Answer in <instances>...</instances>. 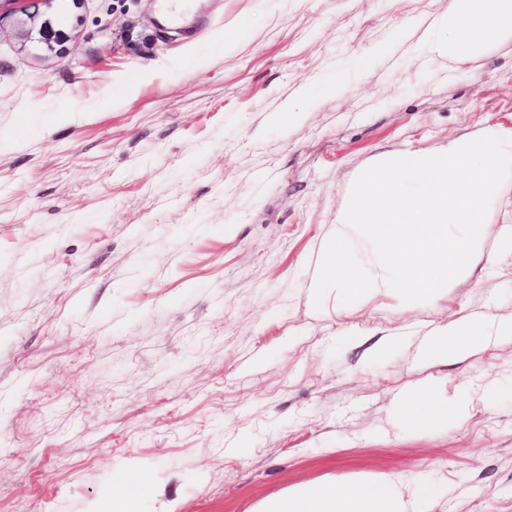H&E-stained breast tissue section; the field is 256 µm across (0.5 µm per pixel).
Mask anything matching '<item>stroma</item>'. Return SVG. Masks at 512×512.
Masks as SVG:
<instances>
[{"label": "stroma", "instance_id": "1", "mask_svg": "<svg viewBox=\"0 0 512 512\" xmlns=\"http://www.w3.org/2000/svg\"><path fill=\"white\" fill-rule=\"evenodd\" d=\"M156 2L48 0L52 51L0 7V512H254L366 474L512 512V180L430 301L313 306L361 170L512 131V36L437 52L453 0ZM463 317L490 340L422 353ZM426 385L467 402L413 432Z\"/></svg>", "mask_w": 512, "mask_h": 512}]
</instances>
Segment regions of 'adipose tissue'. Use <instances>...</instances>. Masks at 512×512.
<instances>
[{"label": "adipose tissue", "instance_id": "ef3b65f1", "mask_svg": "<svg viewBox=\"0 0 512 512\" xmlns=\"http://www.w3.org/2000/svg\"><path fill=\"white\" fill-rule=\"evenodd\" d=\"M470 18L468 31H461V18ZM512 33V0H455L453 11L437 21L430 31L434 48L453 55L473 51L483 43ZM482 328L461 320L429 334L427 355L444 358L448 353L486 341ZM403 421L413 430H423L456 417L459 405L426 389L404 395L399 403ZM418 501L404 497L396 482L378 477L350 483L344 489L312 484L289 489L286 496L263 502L257 512H417Z\"/></svg>", "mask_w": 512, "mask_h": 512}]
</instances>
